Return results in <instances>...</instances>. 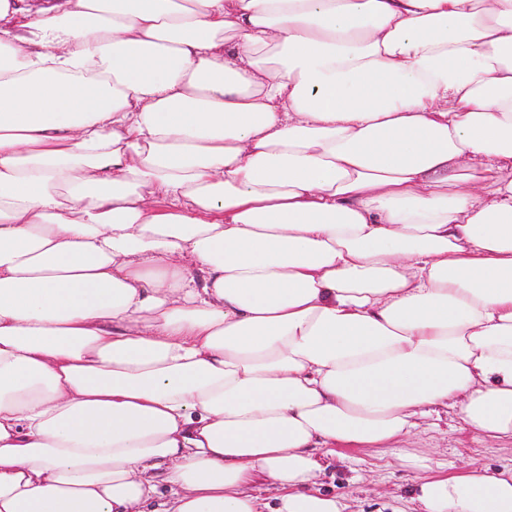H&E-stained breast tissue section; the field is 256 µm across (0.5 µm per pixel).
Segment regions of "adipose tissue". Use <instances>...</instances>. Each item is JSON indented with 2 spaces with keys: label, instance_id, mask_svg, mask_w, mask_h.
Here are the masks:
<instances>
[{
  "label": "adipose tissue",
  "instance_id": "obj_1",
  "mask_svg": "<svg viewBox=\"0 0 512 512\" xmlns=\"http://www.w3.org/2000/svg\"><path fill=\"white\" fill-rule=\"evenodd\" d=\"M441 407L512 442V0H0V512H344Z\"/></svg>",
  "mask_w": 512,
  "mask_h": 512
}]
</instances>
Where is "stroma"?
<instances>
[{
    "instance_id": "stroma-1",
    "label": "stroma",
    "mask_w": 512,
    "mask_h": 512,
    "mask_svg": "<svg viewBox=\"0 0 512 512\" xmlns=\"http://www.w3.org/2000/svg\"><path fill=\"white\" fill-rule=\"evenodd\" d=\"M410 455L452 472L470 467L494 470L512 462V446L476 441L452 413L442 410L382 453L345 450L327 458L318 484L323 491L345 497L352 512H395L405 506L420 474L407 463Z\"/></svg>"
}]
</instances>
